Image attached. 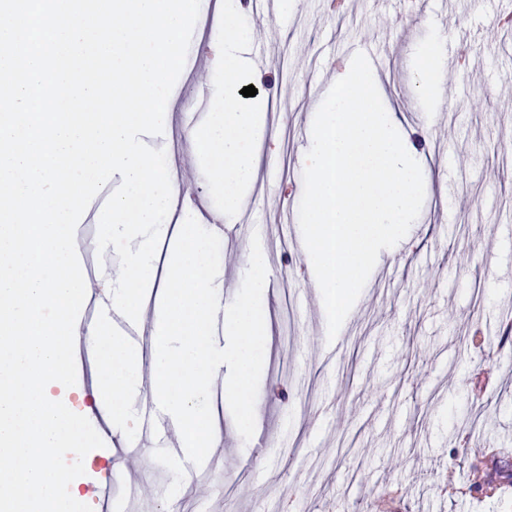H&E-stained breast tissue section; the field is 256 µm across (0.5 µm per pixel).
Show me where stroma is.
Masks as SVG:
<instances>
[{
    "mask_svg": "<svg viewBox=\"0 0 512 512\" xmlns=\"http://www.w3.org/2000/svg\"><path fill=\"white\" fill-rule=\"evenodd\" d=\"M497 0H350L330 13L324 0H294L259 18L244 50L241 86L264 106L257 141L259 187L241 195L233 224H252L277 262L262 300L266 336L255 432L243 440L221 382L210 388L214 434L227 447L217 472L196 470L176 503L159 496L152 452L135 464L137 488L121 473L112 487L122 512H512V494L472 491L470 461L490 450L512 461V339L494 333L512 310V32L492 25ZM444 33L451 96L428 103L418 91L416 52ZM366 46L381 64L375 84L395 127L434 183L408 234L382 250L335 340L303 251L273 221L283 187L302 195L305 148L316 102L336 60ZM467 48L468 72L454 59ZM267 54L257 66V51ZM224 80L208 59L182 72L169 96V167L192 172L193 202L206 218L224 210L209 160L180 157L191 130L198 83ZM290 95L296 108L278 110ZM93 367L58 391L87 418L99 411Z\"/></svg>",
    "mask_w": 512,
    "mask_h": 512,
    "instance_id": "35a3bbf8",
    "label": "stroma"
}]
</instances>
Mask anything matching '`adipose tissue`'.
<instances>
[{
  "instance_id": "adipose-tissue-1",
  "label": "adipose tissue",
  "mask_w": 512,
  "mask_h": 512,
  "mask_svg": "<svg viewBox=\"0 0 512 512\" xmlns=\"http://www.w3.org/2000/svg\"><path fill=\"white\" fill-rule=\"evenodd\" d=\"M249 11L246 0H221L218 16L224 25V39L213 47V61L223 71L224 81L214 92L221 109L212 113L202 134L205 148H218L224 163L216 167L215 176L224 188V217L236 214L240 204V191L253 183L257 172V158L251 149L259 124V113L250 111L240 103V68L242 52L250 40L249 29L238 19ZM418 81L421 91L431 99L442 92V76L446 54L440 37H433L417 54ZM90 340L105 343L112 367L101 380L99 401L109 414L113 428L129 432L140 421L138 394L140 392L139 357L127 340L114 335L107 322H99Z\"/></svg>"
}]
</instances>
